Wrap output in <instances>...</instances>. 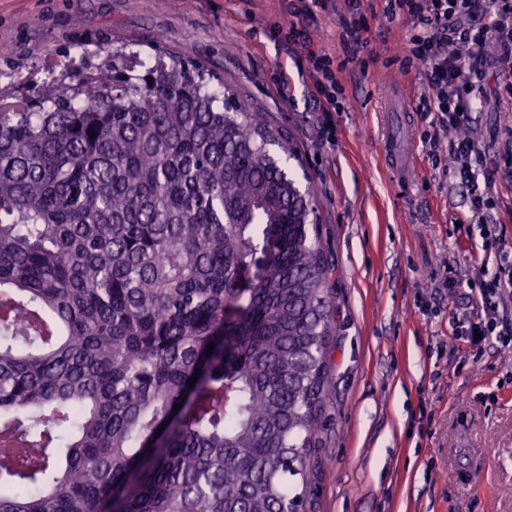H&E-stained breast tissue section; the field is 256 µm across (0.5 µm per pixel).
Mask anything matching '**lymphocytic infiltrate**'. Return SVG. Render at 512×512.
Segmentation results:
<instances>
[{"mask_svg":"<svg viewBox=\"0 0 512 512\" xmlns=\"http://www.w3.org/2000/svg\"><path fill=\"white\" fill-rule=\"evenodd\" d=\"M475 7L476 0H385L386 20L403 15L414 20L402 67L407 72L424 71L428 91L421 95L418 109L424 115H435L440 129L448 133L467 123L482 80L477 61L463 54L466 46L493 45L504 72H512V0H486L479 24L471 21ZM308 60L323 111H342L343 88L338 74L344 60L313 49ZM448 153L454 160L453 172L469 195L468 220L480 229L483 259L493 267L474 288V311L455 322L453 331L474 344L494 340L507 347L512 345V329L500 315V302L504 294L512 293V249L498 246V228L486 221L494 208V184L481 175L485 153L469 137L450 140Z\"/></svg>","mask_w":512,"mask_h":512,"instance_id":"f902f5d3","label":"lymphocytic infiltrate"}]
</instances>
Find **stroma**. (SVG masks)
Returning <instances> with one entry per match:
<instances>
[{"label":"stroma","mask_w":512,"mask_h":512,"mask_svg":"<svg viewBox=\"0 0 512 512\" xmlns=\"http://www.w3.org/2000/svg\"><path fill=\"white\" fill-rule=\"evenodd\" d=\"M384 0H361L367 22L357 60L339 74L344 111L325 115L306 61L339 57L352 22L344 0L312 16L300 0H0V92L22 95L50 75L83 70L82 49L135 41L205 65L238 99L287 131L313 180L330 281L331 388L308 458L306 512H512V348L478 349L454 336L469 315V283L482 278V241L458 221L467 191L451 176L447 133L435 143L417 110L423 71L400 57L413 26L386 22ZM302 27L310 48L272 39ZM467 136L502 150L512 137V96L493 52ZM412 114L403 131L399 110ZM332 132H325V124ZM403 137L417 166L397 184L381 148ZM489 221L512 246V178L499 174Z\"/></svg>","instance_id":"35a3bbf8"}]
</instances>
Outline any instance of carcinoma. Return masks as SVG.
<instances>
[{"label": "carcinoma", "instance_id": "1", "mask_svg": "<svg viewBox=\"0 0 512 512\" xmlns=\"http://www.w3.org/2000/svg\"><path fill=\"white\" fill-rule=\"evenodd\" d=\"M139 55L0 100V430L34 453L0 444V512H303L334 264L298 151Z\"/></svg>", "mask_w": 512, "mask_h": 512}]
</instances>
